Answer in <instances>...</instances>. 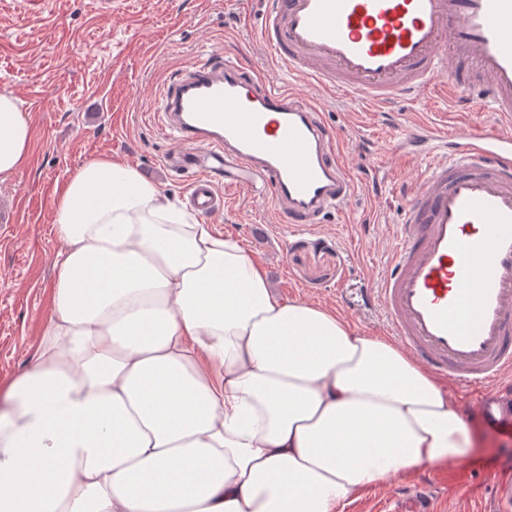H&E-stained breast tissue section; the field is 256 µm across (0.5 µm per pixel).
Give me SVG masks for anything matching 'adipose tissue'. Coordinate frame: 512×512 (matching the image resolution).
<instances>
[{"instance_id": "ef3b65f1", "label": "adipose tissue", "mask_w": 512, "mask_h": 512, "mask_svg": "<svg viewBox=\"0 0 512 512\" xmlns=\"http://www.w3.org/2000/svg\"><path fill=\"white\" fill-rule=\"evenodd\" d=\"M33 130L0 93V183ZM36 356L0 389V512H343L468 457L448 385L383 336L273 293L235 240L129 165L54 191Z\"/></svg>"}]
</instances>
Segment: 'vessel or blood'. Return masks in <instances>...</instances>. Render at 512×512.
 <instances>
[{
    "label": "vessel or blood",
    "mask_w": 512,
    "mask_h": 512,
    "mask_svg": "<svg viewBox=\"0 0 512 512\" xmlns=\"http://www.w3.org/2000/svg\"><path fill=\"white\" fill-rule=\"evenodd\" d=\"M260 36L276 61L267 72L207 60L160 93L177 145L164 166L192 173L191 203L205 216L222 205L218 174L269 195L297 230L350 202L335 136L288 77L374 101L425 99L450 76L484 90L496 128L407 132L425 171L367 299L433 372L478 392L491 435L511 436L512 0H269ZM469 475L442 462L396 495L410 512H433L434 495Z\"/></svg>",
    "instance_id": "b4317fda"
}]
</instances>
